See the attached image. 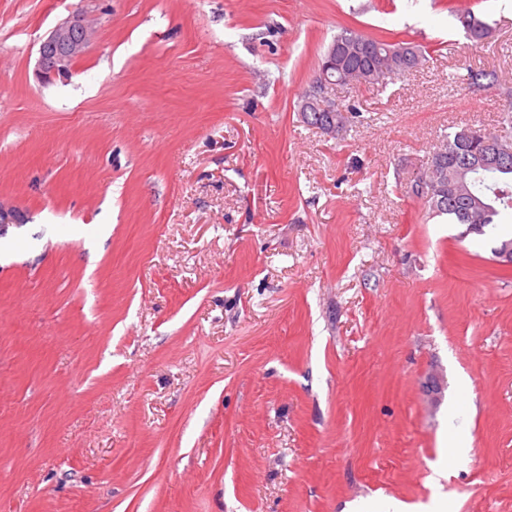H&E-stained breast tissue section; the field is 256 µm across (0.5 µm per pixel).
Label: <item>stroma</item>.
Wrapping results in <instances>:
<instances>
[{
	"label": "stroma",
	"mask_w": 512,
	"mask_h": 512,
	"mask_svg": "<svg viewBox=\"0 0 512 512\" xmlns=\"http://www.w3.org/2000/svg\"><path fill=\"white\" fill-rule=\"evenodd\" d=\"M459 7L0 0V512H512V227L409 193L448 132H502L463 77L512 86V0H472L479 44ZM346 29L433 57L337 87L332 136L297 104ZM89 41L85 16L73 13L59 22L40 43L36 79L49 83L69 76L74 62L84 54ZM454 17L465 37L472 42H481L489 34L490 26L477 19L471 12L455 13ZM343 109L344 112H341ZM336 110L340 112H300L301 118L304 123L320 128L319 123H324L332 118L336 122V114L341 121V131L344 130L355 118L359 117L358 109L353 104L339 103ZM316 114L319 116L316 117ZM331 116V117H330Z\"/></svg>",
	"instance_id": "obj_1"
}]
</instances>
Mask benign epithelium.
<instances>
[{"label":"benign epithelium","instance_id":"7a95c632","mask_svg":"<svg viewBox=\"0 0 512 512\" xmlns=\"http://www.w3.org/2000/svg\"><path fill=\"white\" fill-rule=\"evenodd\" d=\"M88 41L89 30L83 14L73 13L59 22L39 45L36 79L49 83L69 76L74 62L84 54ZM335 89L336 81L332 79L317 83L308 95L307 104L326 107V102L333 101Z\"/></svg>","mask_w":512,"mask_h":512}]
</instances>
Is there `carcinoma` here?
<instances>
[{
  "instance_id": "cac0c4a2",
  "label": "carcinoma",
  "mask_w": 512,
  "mask_h": 512,
  "mask_svg": "<svg viewBox=\"0 0 512 512\" xmlns=\"http://www.w3.org/2000/svg\"><path fill=\"white\" fill-rule=\"evenodd\" d=\"M454 17L465 37L473 42L489 34L490 26L471 12L456 13ZM332 54L343 56V67L336 70V78H347L349 84L365 87L385 86L428 62L426 51L419 45L388 42L351 30L336 35L326 52ZM464 81L477 89L499 84L495 72L484 70L468 72ZM336 117L344 129L359 117V112L353 104L339 103L331 113H301L303 122L316 127ZM474 132L466 126L448 133L446 143L423 164L436 173L433 188L421 194L412 184L409 193L424 203L429 219L445 217L450 224H484L495 232L499 225L512 220V142L502 141L508 168L487 174L474 166L480 154Z\"/></svg>"
}]
</instances>
